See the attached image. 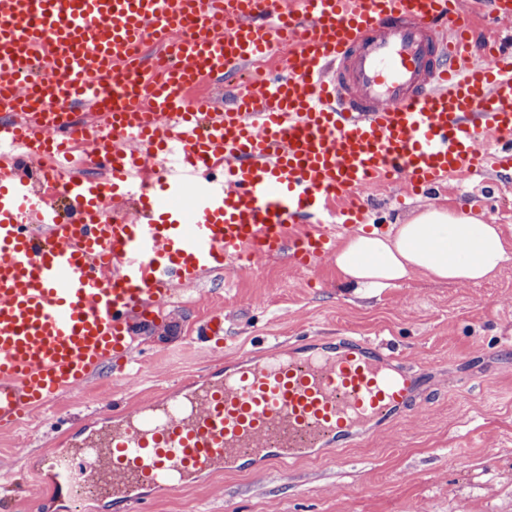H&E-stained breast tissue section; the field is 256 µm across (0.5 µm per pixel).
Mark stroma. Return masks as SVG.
Returning a JSON list of instances; mask_svg holds the SVG:
<instances>
[{
	"mask_svg": "<svg viewBox=\"0 0 512 512\" xmlns=\"http://www.w3.org/2000/svg\"><path fill=\"white\" fill-rule=\"evenodd\" d=\"M374 224H401L429 205L474 212L492 197L486 223L512 243V178L451 180L447 193L407 197L366 190ZM224 319V346L197 337L210 316ZM312 331L362 336L407 364L429 361L430 383L407 416L364 433L354 446L307 459L253 462L208 472L174 491L154 492L152 512H512V261L480 283L436 284L417 274L389 288H339L333 259L316 267L266 258L185 287L156 322L134 323L146 362L118 382L110 369L61 395L25 424L0 433V512H114L99 498L76 510L55 487L44 458L65 450L58 417L82 433L112 400L133 405L233 361Z\"/></svg>",
	"mask_w": 512,
	"mask_h": 512,
	"instance_id": "stroma-1",
	"label": "stroma"
}]
</instances>
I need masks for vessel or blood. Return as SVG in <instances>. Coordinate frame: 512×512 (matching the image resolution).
Returning a JSON list of instances; mask_svg holds the SVG:
<instances>
[{
	"mask_svg": "<svg viewBox=\"0 0 512 512\" xmlns=\"http://www.w3.org/2000/svg\"><path fill=\"white\" fill-rule=\"evenodd\" d=\"M512 0H0V431L134 357L130 322L242 260L308 269L371 185L512 172ZM153 37L162 69L132 53ZM288 40L284 68L251 73ZM245 75L217 107L201 78ZM112 77L111 95L100 81ZM111 177L72 176L78 147ZM169 204L142 184L148 158ZM429 367L298 337L124 411L56 456L120 512L246 461L347 448L405 415Z\"/></svg>",
	"mask_w": 512,
	"mask_h": 512,
	"instance_id": "b4317fda",
	"label": "vessel or blood"
}]
</instances>
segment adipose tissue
<instances>
[{"mask_svg": "<svg viewBox=\"0 0 512 512\" xmlns=\"http://www.w3.org/2000/svg\"><path fill=\"white\" fill-rule=\"evenodd\" d=\"M511 258L498 225L429 206L389 233L349 238L334 263L344 286L387 288L417 272L436 283H477L498 275Z\"/></svg>", "mask_w": 512, "mask_h": 512, "instance_id": "obj_1", "label": "adipose tissue"}]
</instances>
